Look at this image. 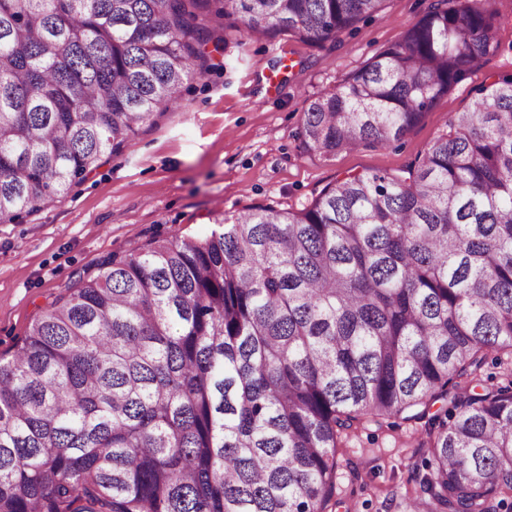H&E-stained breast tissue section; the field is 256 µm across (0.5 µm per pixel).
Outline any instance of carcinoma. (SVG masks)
I'll return each instance as SVG.
<instances>
[{
	"mask_svg": "<svg viewBox=\"0 0 512 512\" xmlns=\"http://www.w3.org/2000/svg\"><path fill=\"white\" fill-rule=\"evenodd\" d=\"M384 3L0 0V223L122 151L207 45L321 46ZM496 47L485 0H439L311 100L304 146L400 140ZM215 223L103 259L0 359V512H331L336 448L391 417L426 420L403 512L512 509V385L476 391L512 355V78L402 174ZM508 355L499 351H492L488 354L486 363L481 370V378L485 386H501L508 384L512 378L505 376L504 368Z\"/></svg>",
	"mask_w": 512,
	"mask_h": 512,
	"instance_id": "1",
	"label": "carcinoma"
}]
</instances>
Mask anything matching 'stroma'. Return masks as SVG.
I'll return each instance as SVG.
<instances>
[{
    "label": "stroma",
    "instance_id": "obj_1",
    "mask_svg": "<svg viewBox=\"0 0 512 512\" xmlns=\"http://www.w3.org/2000/svg\"><path fill=\"white\" fill-rule=\"evenodd\" d=\"M432 0H386L379 14L323 46L288 33L211 52L210 67L186 80L178 103L143 127L124 150L50 207L0 224V355L24 338L78 275L154 240L201 236L216 218L257 206L299 211L347 173L406 169L449 120L470 110L481 87L512 77V0H491L499 47L389 147L323 159L300 138L309 99L338 88L397 42ZM421 426L368 423L336 450L338 512H400L415 496L427 458Z\"/></svg>",
    "mask_w": 512,
    "mask_h": 512
}]
</instances>
